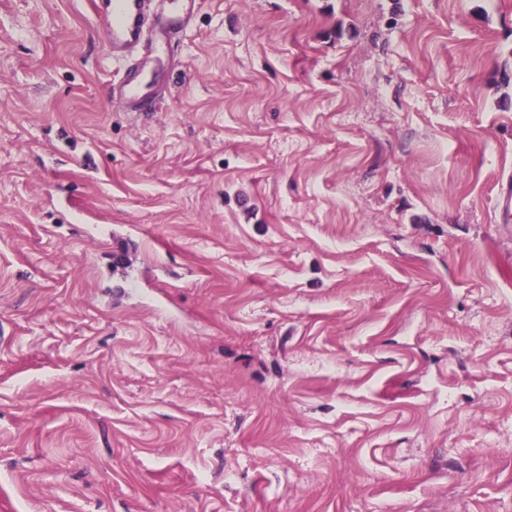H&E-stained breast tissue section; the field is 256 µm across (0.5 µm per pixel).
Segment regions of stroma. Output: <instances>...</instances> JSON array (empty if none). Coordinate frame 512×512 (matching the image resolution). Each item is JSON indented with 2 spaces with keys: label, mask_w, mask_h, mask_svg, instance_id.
I'll return each instance as SVG.
<instances>
[{
  "label": "stroma",
  "mask_w": 512,
  "mask_h": 512,
  "mask_svg": "<svg viewBox=\"0 0 512 512\" xmlns=\"http://www.w3.org/2000/svg\"><path fill=\"white\" fill-rule=\"evenodd\" d=\"M96 0H0V512H512V0H202L158 111Z\"/></svg>",
  "instance_id": "1"
}]
</instances>
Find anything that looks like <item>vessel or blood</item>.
<instances>
[{
    "label": "vessel or blood",
    "instance_id": "1",
    "mask_svg": "<svg viewBox=\"0 0 512 512\" xmlns=\"http://www.w3.org/2000/svg\"><path fill=\"white\" fill-rule=\"evenodd\" d=\"M198 0H112L107 47L138 50L137 65L124 69L116 86L129 111H156L157 79L182 47Z\"/></svg>",
    "mask_w": 512,
    "mask_h": 512
}]
</instances>
